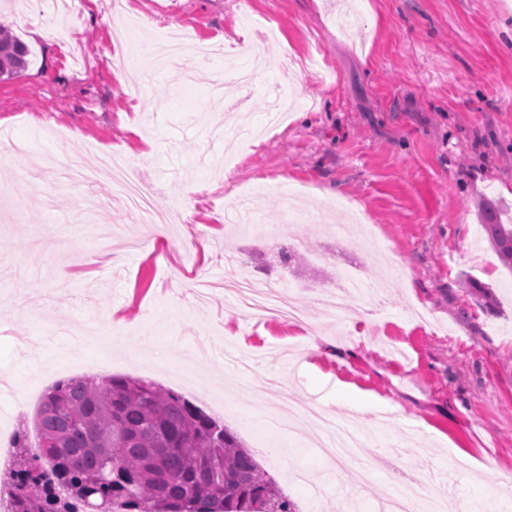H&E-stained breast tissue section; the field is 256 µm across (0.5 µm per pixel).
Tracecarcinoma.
Wrapping results in <instances>:
<instances>
[{"instance_id":"1","label":"carcinoma","mask_w":512,"mask_h":512,"mask_svg":"<svg viewBox=\"0 0 512 512\" xmlns=\"http://www.w3.org/2000/svg\"><path fill=\"white\" fill-rule=\"evenodd\" d=\"M25 46L0 30V76L24 68ZM482 227L512 271V224L481 205ZM31 456L15 436L0 485L12 512H299L224 425L183 395L139 378L60 381L37 408Z\"/></svg>"}]
</instances>
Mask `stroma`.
I'll use <instances>...</instances> for the list:
<instances>
[{"instance_id":"stroma-1","label":"stroma","mask_w":512,"mask_h":512,"mask_svg":"<svg viewBox=\"0 0 512 512\" xmlns=\"http://www.w3.org/2000/svg\"><path fill=\"white\" fill-rule=\"evenodd\" d=\"M84 0L66 24L42 0H0V27L28 66L0 77V159L18 206L0 219V446L31 425L58 381L130 376L174 390L236 434L300 512H351L354 487L317 455L314 401L361 433L365 455H394L472 512H512V271L479 222L483 202L512 219V0ZM172 26L193 41L261 43L268 65L246 94H213L223 57L179 69L125 58ZM122 151L162 210L184 221L133 223L111 180L55 197L33 162L96 166ZM254 194L280 241L229 223ZM302 211L284 222L286 200ZM364 221L337 236L331 206ZM400 279L358 320L331 322L319 299L345 271ZM182 279H174L172 270ZM248 277L290 291L295 327L242 309L224 290ZM472 278L498 298L461 288ZM120 325L125 342L68 348L61 330ZM299 428L271 434L270 377L288 372ZM377 400L362 413L337 389ZM278 447H271L270 436ZM396 468L370 477L393 488Z\"/></svg>"}]
</instances>
